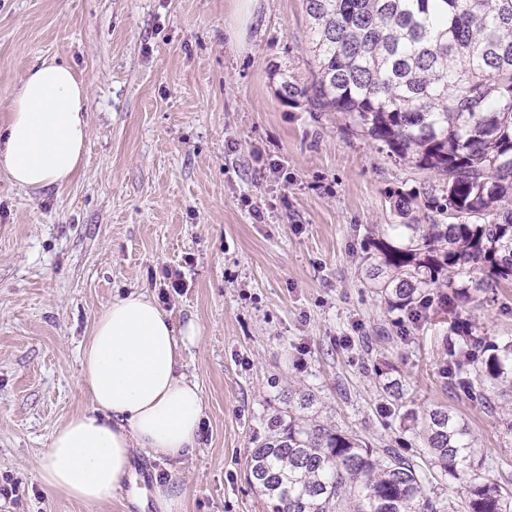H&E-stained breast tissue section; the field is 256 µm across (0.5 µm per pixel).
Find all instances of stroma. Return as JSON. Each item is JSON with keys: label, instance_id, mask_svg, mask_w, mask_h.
<instances>
[{"label": "stroma", "instance_id": "1", "mask_svg": "<svg viewBox=\"0 0 512 512\" xmlns=\"http://www.w3.org/2000/svg\"><path fill=\"white\" fill-rule=\"evenodd\" d=\"M0 0V127L32 67L62 63L87 84L90 137L63 185L14 186L0 170V512H156L169 480L182 512H269L246 480L253 448L289 399L427 473V491L465 507L466 486L430 462L408 419L443 407L480 449L479 473L512 487L503 404L446 372L455 319L490 341L512 336V287L488 288L454 316L413 324L368 286L365 244L401 218L391 195L423 173L334 114L280 100L271 77L309 78L302 0ZM181 293L164 309L202 336L186 373L208 405L185 458L136 452L134 479L87 506L43 486L54 430L91 407L79 384L96 314L125 293ZM403 385L389 398L375 368ZM151 496L160 510L158 512H181L183 495L171 481H155Z\"/></svg>", "mask_w": 512, "mask_h": 512}]
</instances>
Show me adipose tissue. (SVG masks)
Masks as SVG:
<instances>
[{"label": "adipose tissue", "mask_w": 512, "mask_h": 512, "mask_svg": "<svg viewBox=\"0 0 512 512\" xmlns=\"http://www.w3.org/2000/svg\"><path fill=\"white\" fill-rule=\"evenodd\" d=\"M87 87L66 66L30 70L12 94L0 133V167L13 184H62L79 169L89 139ZM201 337L193 322L175 328L143 291L115 299L96 316L81 358L90 411L57 428L39 463L44 486L97 505L132 473L135 451L177 460L198 445L207 406L185 371L184 353Z\"/></svg>", "instance_id": "ef3b65f1"}]
</instances>
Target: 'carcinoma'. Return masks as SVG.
<instances>
[{"label":"carcinoma","mask_w":512,"mask_h":512,"mask_svg":"<svg viewBox=\"0 0 512 512\" xmlns=\"http://www.w3.org/2000/svg\"><path fill=\"white\" fill-rule=\"evenodd\" d=\"M310 80L283 77V101L334 112L389 155L434 175L395 191L407 217L424 207L448 222L391 225L369 239L370 287L392 311L429 302L455 312L471 291L512 285V0H303ZM478 270L483 277L469 279ZM448 367L512 400V337L496 343L460 320ZM299 395L288 422L253 449L247 480L271 512H457L426 493L420 466L323 423ZM432 464L469 484L466 512H512V490L475 473L473 436L437 407L412 417Z\"/></svg>","instance_id":"cac0c4a2"}]
</instances>
